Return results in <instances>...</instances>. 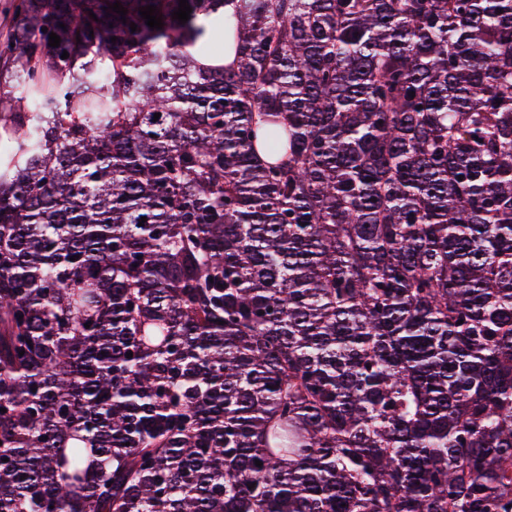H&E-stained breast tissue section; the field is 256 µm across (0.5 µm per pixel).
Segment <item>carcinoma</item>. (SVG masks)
Masks as SVG:
<instances>
[{
  "label": "carcinoma",
  "instance_id": "1",
  "mask_svg": "<svg viewBox=\"0 0 512 512\" xmlns=\"http://www.w3.org/2000/svg\"><path fill=\"white\" fill-rule=\"evenodd\" d=\"M187 4L13 0L0 512H512V0Z\"/></svg>",
  "mask_w": 512,
  "mask_h": 512
}]
</instances>
